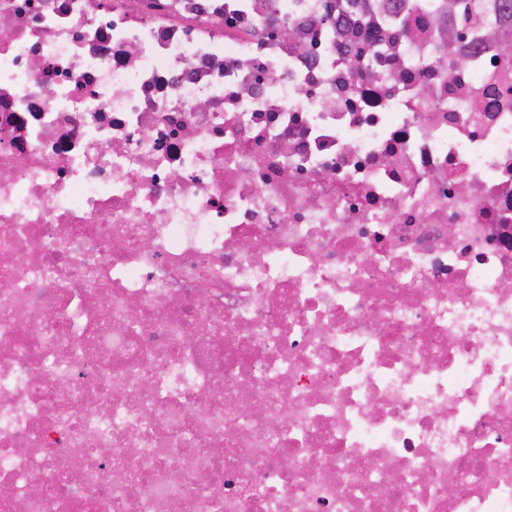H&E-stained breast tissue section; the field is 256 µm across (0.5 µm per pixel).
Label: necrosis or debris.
<instances>
[{
    "instance_id": "1",
    "label": "necrosis or debris",
    "mask_w": 512,
    "mask_h": 512,
    "mask_svg": "<svg viewBox=\"0 0 512 512\" xmlns=\"http://www.w3.org/2000/svg\"><path fill=\"white\" fill-rule=\"evenodd\" d=\"M0 512H512L504 0H0Z\"/></svg>"
}]
</instances>
